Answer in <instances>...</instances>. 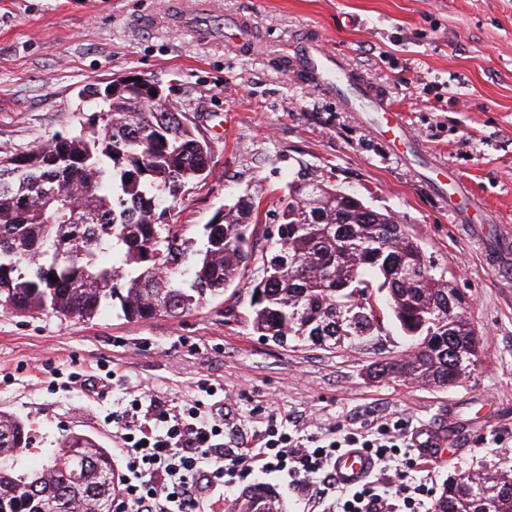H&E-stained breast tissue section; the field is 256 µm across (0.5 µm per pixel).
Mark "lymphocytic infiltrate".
<instances>
[{
    "label": "lymphocytic infiltrate",
    "instance_id": "obj_1",
    "mask_svg": "<svg viewBox=\"0 0 512 512\" xmlns=\"http://www.w3.org/2000/svg\"><path fill=\"white\" fill-rule=\"evenodd\" d=\"M200 389L202 398L174 410L141 385L126 387L127 402L110 414L123 471L112 512H204L212 496L230 499L269 475L296 495L302 512H433L427 483L408 477L426 467L403 419L321 435L272 420L238 448L227 441L237 428L213 403L215 389ZM348 448L375 462L371 476L351 487L334 472L337 454Z\"/></svg>",
    "mask_w": 512,
    "mask_h": 512
}]
</instances>
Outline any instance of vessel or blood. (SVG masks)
<instances>
[{
	"label": "vessel or blood",
	"instance_id": "vessel-or-blood-1",
	"mask_svg": "<svg viewBox=\"0 0 512 512\" xmlns=\"http://www.w3.org/2000/svg\"><path fill=\"white\" fill-rule=\"evenodd\" d=\"M295 69L304 73L318 91L335 97L353 112H371L381 131L394 147L411 142L400 111L366 78L348 69L343 59L322 48L310 38L298 42L293 58ZM487 260L498 278L512 280V233L502 232L496 250L488 252ZM414 444L422 457L430 462L447 459L446 442L423 427L416 431ZM374 462L365 452L347 449L336 457L337 481L351 486L364 481L373 471ZM236 512H281V497L265 485L243 492L234 504Z\"/></svg>",
	"mask_w": 512,
	"mask_h": 512
}]
</instances>
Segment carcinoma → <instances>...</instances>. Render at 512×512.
<instances>
[{
  "label": "carcinoma",
  "mask_w": 512,
  "mask_h": 512,
  "mask_svg": "<svg viewBox=\"0 0 512 512\" xmlns=\"http://www.w3.org/2000/svg\"><path fill=\"white\" fill-rule=\"evenodd\" d=\"M99 119L0 158V307L89 320L114 307L128 320L176 316L239 292L252 265L249 302L225 310L281 347L331 351L364 344L390 320L409 340V379L446 388L471 373L467 317L443 307L458 292L446 268L389 213L366 214L318 178L290 188L282 223L261 249L251 242L253 198L205 226L188 253L170 223L185 185L211 173L208 144L184 113L119 79L83 89ZM56 280H50V276ZM32 444L30 426L0 411V512H72L97 500L110 509L112 451L73 433L57 453L79 475L37 484L3 461ZM435 512H512V471H468L444 486Z\"/></svg>",
  "instance_id": "obj_1"
}]
</instances>
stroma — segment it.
I'll return each mask as SVG.
<instances>
[{
	"label": "stroma",
	"instance_id": "obj_1",
	"mask_svg": "<svg viewBox=\"0 0 512 512\" xmlns=\"http://www.w3.org/2000/svg\"><path fill=\"white\" fill-rule=\"evenodd\" d=\"M304 32L386 93L419 157L401 159L362 114L310 86L289 59ZM119 76L160 84L209 145L211 175L170 218L186 241L199 245L214 214L248 194L263 246L289 184L324 179L393 213L447 266L484 353L440 389L368 377L407 348L397 329L355 349H284L228 318L227 296L141 321L117 309L82 321L0 308V411L31 426L23 474L74 431L115 446L106 416L129 381L171 407L199 396V383L223 386L238 445L273 417L324 433L391 416L439 428L456 411L454 457L427 479L436 493L457 472L512 466V283L485 260L489 234L512 228V0H0V158L79 129L91 112L83 87ZM441 164L490 210L486 237H469L420 173ZM104 369L116 372L105 388L69 383Z\"/></svg>",
	"mask_w": 512,
	"mask_h": 512
}]
</instances>
